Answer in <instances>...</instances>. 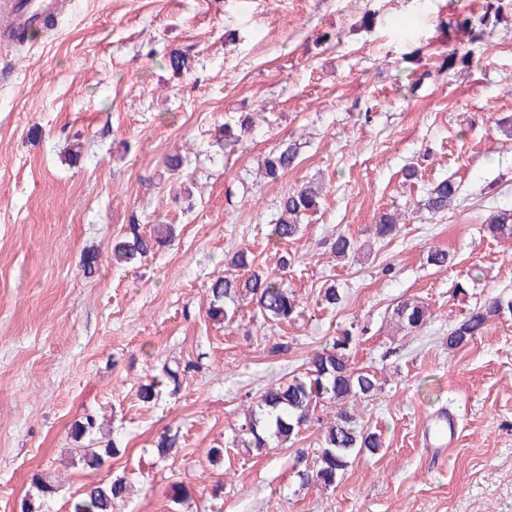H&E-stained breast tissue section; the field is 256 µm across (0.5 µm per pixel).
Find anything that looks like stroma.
Wrapping results in <instances>:
<instances>
[{"label":"stroma","mask_w":512,"mask_h":512,"mask_svg":"<svg viewBox=\"0 0 512 512\" xmlns=\"http://www.w3.org/2000/svg\"><path fill=\"white\" fill-rule=\"evenodd\" d=\"M483 3L71 0L22 49L0 47V69L13 71L0 80V512H20L37 472L61 485L49 512L116 477L130 494L115 512H210L219 480L221 512H512V315L448 348L470 309L512 297V237L485 224L512 207V0L508 24L472 44L470 68H440L461 40L451 15ZM174 51L188 69L170 67ZM226 124L249 130L227 142ZM284 143L293 166L264 177L263 156ZM446 178L461 184L457 204L422 208ZM306 182L323 187L318 209L273 244L281 199ZM392 211L398 233L376 239ZM133 224H170L175 236L114 265L112 243ZM340 233L370 254L336 261ZM435 247L448 267L428 264ZM243 248L260 271L289 254L295 321L271 325L247 303L233 322L207 317L208 286ZM87 250L99 254L91 275ZM332 284L334 307L319 298ZM409 298L431 319L395 330ZM347 330L358 336L351 366L382 384L354 412L382 431L383 450L351 459L324 489L295 469L298 452L320 448L319 424L260 455L234 447L245 402ZM279 341L287 353H272ZM180 366L175 390L165 371ZM151 382L161 398L147 407L137 391ZM441 409L458 436L438 457L422 431ZM88 414L106 417L120 448L95 471L68 462L69 428ZM166 431L177 446L159 462L152 446ZM213 448L227 464H209ZM176 482L192 492L178 506Z\"/></svg>","instance_id":"35a3bbf8"}]
</instances>
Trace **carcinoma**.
Returning a JSON list of instances; mask_svg holds the SVG:
<instances>
[{
  "mask_svg": "<svg viewBox=\"0 0 512 512\" xmlns=\"http://www.w3.org/2000/svg\"><path fill=\"white\" fill-rule=\"evenodd\" d=\"M500 0H486L485 9L479 13L460 15L449 22V27L465 30L470 41L481 40L501 23ZM470 66V51L455 49L446 56L441 69L461 70ZM296 148L283 146L269 153L264 160L268 177L276 179L292 167ZM460 184L443 179L433 185L422 206L429 212L448 210L458 199ZM320 189L309 183L285 195L280 202V214L270 225L269 240L278 244L294 239L300 232L301 217L318 207ZM400 214H382L375 224L378 239L394 236L398 231ZM487 230L493 236L512 235V210H498L490 217ZM172 236L171 228L157 225L153 234L140 233L137 225L129 228V234L112 246L115 263H129L138 255H145ZM361 250L353 238L340 234L330 243V251L338 260L348 258ZM254 258L247 249L237 251L228 266L247 272L246 277L235 273L211 283L207 316L214 321H232L239 302L250 300L261 315L277 324L288 323L300 315V303L292 291L283 285V277L253 269ZM512 311V297H498L487 305L476 306L458 323L448 336V349L452 350L482 335L487 323L504 311ZM428 307L414 299L401 303L392 318L406 329H417L429 320ZM351 332L337 338L331 347L315 351L306 362L305 372L293 376L285 383L274 384L251 399L244 410L237 428L241 446L259 454L270 447L271 442L286 444L295 439L301 426L313 421L322 403L336 405V414L326 427L323 445L312 464L297 471L301 484H314L322 488L336 486L347 469L350 458L360 453L376 455L385 445L382 432L360 430L356 426L354 406L362 398L373 396L379 389L374 374L350 367ZM105 434L96 416L87 415L72 425L70 436L79 442L86 437ZM177 444V435L164 433L156 445V455L164 459ZM116 442L103 448L81 447L72 449V461L88 470L102 468L110 457L118 454ZM36 493L22 502V512H44L48 501L59 489L58 481L45 474L32 477ZM127 485L122 479L91 484L69 500V512H114L116 503L126 496Z\"/></svg>",
  "mask_w": 512,
  "mask_h": 512,
  "instance_id": "carcinoma-1",
  "label": "carcinoma"
}]
</instances>
